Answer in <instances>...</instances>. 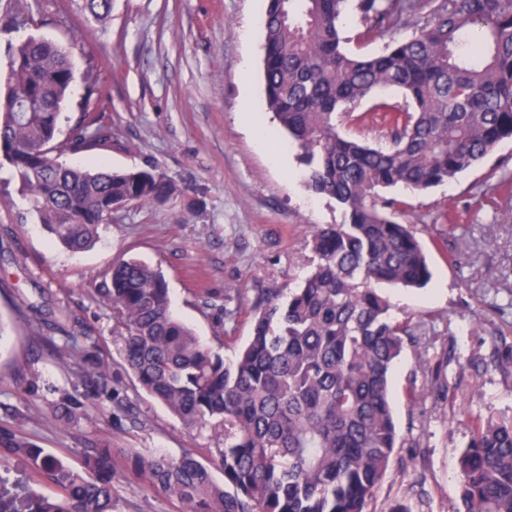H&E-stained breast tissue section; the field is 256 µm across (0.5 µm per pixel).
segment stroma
<instances>
[{"label":"stroma","instance_id":"1","mask_svg":"<svg viewBox=\"0 0 512 512\" xmlns=\"http://www.w3.org/2000/svg\"><path fill=\"white\" fill-rule=\"evenodd\" d=\"M28 7V22L14 16ZM266 0H112L99 21L83 0H0V73L10 45L30 36L66 48L77 70L98 69V110L108 143L73 155L79 164L114 169L157 167L175 181L165 203L113 211L94 243L79 253L54 244L0 166V438L15 434L81 466L84 449L108 446L180 457L216 447L213 432L185 426L144 393L125 370L122 328L100 290L113 264L136 257L160 266L176 315L209 346L232 357L249 336L261 289L297 288L310 269L314 225L339 224L343 213L305 186L297 151L267 109L262 80ZM403 96L389 90L359 103L365 117L353 133L377 147L389 143L385 107ZM512 175V140L479 165L427 192L391 189L423 243L433 272L422 289H388L396 319H427L441 340L431 361L452 352L441 373L444 392L410 402L422 386L416 352L405 348L392 373L393 408L402 433L419 441L417 466L392 468L375 512L392 501L412 512H454L458 456L469 441L468 415L512 416V378L495 369L499 348H512V190L479 188ZM462 223H432L439 210ZM239 314L224 337V299ZM42 309L57 330L40 337L18 317V304ZM101 358L105 386L70 369L55 349L65 337ZM81 405L75 422L50 423L64 400ZM116 512H176L147 484L116 477Z\"/></svg>","mask_w":512,"mask_h":512}]
</instances>
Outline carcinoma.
<instances>
[{
	"mask_svg": "<svg viewBox=\"0 0 512 512\" xmlns=\"http://www.w3.org/2000/svg\"><path fill=\"white\" fill-rule=\"evenodd\" d=\"M357 18L358 38L415 27L377 55L348 52L339 27ZM267 107L287 131L314 194L336 200L340 224H317V263L283 296L254 303L252 333L232 359L205 346L172 311L162 271L135 258L112 267L104 298L123 327L122 358L142 390L189 427L224 433L216 454L224 480L197 455L138 456L128 478L178 504L177 512H374L396 449L419 443L394 420L389 378L402 350L419 349L422 388H442L426 359L430 323L399 321L374 288H420L431 273L397 201L382 190L424 192L512 139V0H268L263 20ZM74 64L58 43L31 36L9 49L0 82V160L55 241L86 248L124 205L175 193L156 167L113 170L66 160L111 138L96 112L97 69L84 71L80 112L62 135ZM387 88L406 105L390 112V144L375 148L340 131L361 119L356 104ZM83 377L104 364L65 350ZM66 401L54 421L77 418ZM458 457L455 512H512V417L471 416ZM82 468L23 437L0 450V512H114L120 468L110 448H86ZM49 479L53 496L33 488Z\"/></svg>",
	"mask_w": 512,
	"mask_h": 512,
	"instance_id": "1",
	"label": "carcinoma"
}]
</instances>
